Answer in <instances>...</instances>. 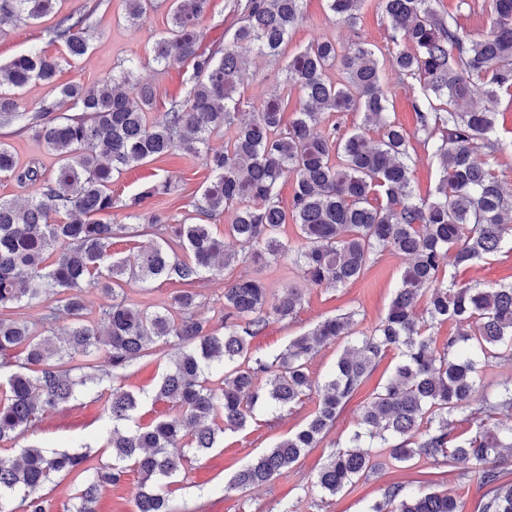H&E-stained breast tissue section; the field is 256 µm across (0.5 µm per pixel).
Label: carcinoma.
<instances>
[{
	"mask_svg": "<svg viewBox=\"0 0 512 512\" xmlns=\"http://www.w3.org/2000/svg\"><path fill=\"white\" fill-rule=\"evenodd\" d=\"M56 2L0 0V24L38 21L55 13ZM155 2L125 0L127 20L139 22ZM303 2L227 0L230 37L203 50L197 24L209 0H166L170 25L155 43L154 60L187 70L184 96L157 117L150 116L155 86L132 79L131 64L92 86L58 82L62 64L88 52V13L57 19L51 33L59 54L32 50L0 65V125H19L57 159L51 173L20 172L17 154L0 142V179L33 187L23 206L0 199V443L19 444L45 414L91 387L112 421L100 451L108 460L95 465L88 448L35 442L14 458L0 457V512H50L47 485L72 474L82 483L63 512H94L101 492L129 470L140 476L135 512H185L165 488L191 460L218 447L225 432L245 429L258 404L273 427L282 412L313 403L301 428L232 478L240 489L270 483L320 446L392 350L398 361L390 377L363 405L357 429L333 442L318 472L322 493L334 496L376 473L368 449L378 448L398 464L421 457L443 469L466 463L463 479L482 491L476 512H512V377L494 384L481 378L493 361L512 363V282L479 288L456 281L459 269L512 251V194L490 163L512 155V139L496 135L494 108L470 105L476 96L492 103L512 93V0H481L493 19L481 38L458 16L437 10V0H378L392 44L385 57L357 35L345 44L312 42L288 55L282 91L241 121L237 93L249 55L270 62L285 56ZM366 2L326 0V7L354 32ZM389 75L419 85L412 133L388 115L382 82ZM32 84L53 94L34 114L20 106ZM294 90L299 106L286 122ZM60 109L65 113L42 118ZM335 112H354L360 122L342 132L329 122ZM214 136L224 137V150L209 148ZM418 136L438 168L426 197L413 187L410 146ZM174 152L204 159L211 180L195 210L208 220L227 218L224 232L238 251L225 252L210 224H170L160 213L142 212L144 199L170 190L166 182L124 204L127 222L104 218L114 208V177ZM288 177L285 209L277 188ZM288 224L296 227L297 245L281 236ZM120 238L137 239L135 262L112 253ZM384 251L407 266L386 316L368 331L356 329L350 310L260 353L252 341L273 322H294L305 289L277 292L248 273L227 283L217 313L197 314V284L214 271L263 267L293 254L304 283L344 288ZM128 278L179 287L152 310L128 297ZM88 288L103 298L96 323L85 319ZM423 297L427 318L420 321L415 308ZM31 308L34 318L26 313ZM60 312L73 321L64 337L53 332ZM444 323L448 335L440 337L433 328ZM341 342L329 376L315 385L311 361ZM157 343L169 350L157 389H126L127 369ZM150 401L166 403L168 412L137 424ZM461 421L475 430L460 431ZM367 512H464V503L428 484L413 491L393 481Z\"/></svg>",
	"mask_w": 512,
	"mask_h": 512,
	"instance_id": "obj_1",
	"label": "carcinoma"
}]
</instances>
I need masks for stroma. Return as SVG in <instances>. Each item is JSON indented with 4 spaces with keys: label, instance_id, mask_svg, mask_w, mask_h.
<instances>
[{
    "label": "stroma",
    "instance_id": "stroma-1",
    "mask_svg": "<svg viewBox=\"0 0 512 512\" xmlns=\"http://www.w3.org/2000/svg\"><path fill=\"white\" fill-rule=\"evenodd\" d=\"M96 0H58L56 15L31 23L0 24V64L32 49L54 54L60 49L50 34L57 15L91 12L89 42L86 56L64 65L61 81H78L87 85L111 75L123 60L138 62L136 73L152 81L157 89V109L165 111L171 99L182 97L185 68L179 64L167 67L153 59L152 47L169 24L166 9L151 12L138 23L126 19L124 0H108L105 7L95 5ZM304 19L288 43L289 51H297L322 38L347 41L352 33H359L367 43L379 49L388 47V24L374 0H368L356 30L331 19L327 15L325 0H304ZM284 65L255 60L244 73L240 85L243 101L242 118H251L253 112L276 88L282 87ZM170 181V193L147 198L142 209L184 220L195 214L193 202L199 198L209 181V172L201 160H189L173 154L132 168L112 182V196L116 206L115 220H123L125 202L135 194L163 181ZM404 261L401 257L382 252L377 263L365 278L345 288L311 287L297 323H272L262 336L253 342L255 349L268 351L282 348L291 337L311 330L319 321L349 309L357 310L359 330L374 327L385 317L392 297L401 283ZM459 282L483 288L512 279V254L502 253L469 269L460 271ZM396 361L395 353H388L376 371L363 386L360 396L346 407L331 433L332 439L345 437L358 419L362 400L381 387ZM309 408L285 414L275 430L263 425L264 413H257L255 422L238 432L224 435L221 447L193 462L170 487L175 503L187 507H201L202 512H279L281 500L297 503L299 512H365L368 505L380 499L385 486L392 481L405 483L433 478L437 491L451 495H465V512H474L479 498L477 489L462 491L461 475L465 464L459 463L448 472L435 473L433 465L424 458L407 466L383 462L377 475L360 481L350 490L326 497L316 485L317 473L328 453L319 447L308 452L288 474L276 478L259 488L240 490L231 488L233 474L249 459L269 448L278 438L298 430L306 421ZM105 417L102 402L84 395L62 409L43 417L27 439L58 449L82 443L98 446Z\"/></svg>",
    "mask_w": 512,
    "mask_h": 512
}]
</instances>
